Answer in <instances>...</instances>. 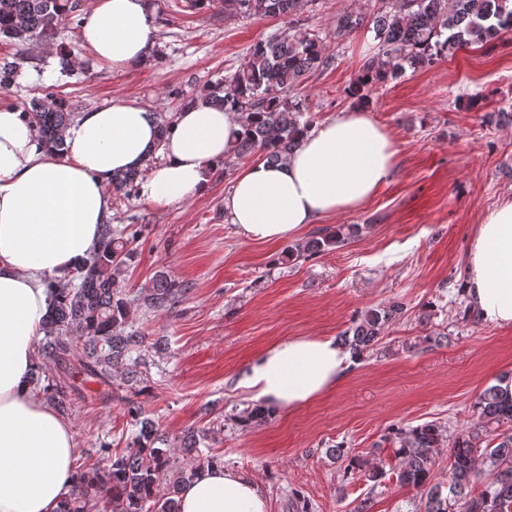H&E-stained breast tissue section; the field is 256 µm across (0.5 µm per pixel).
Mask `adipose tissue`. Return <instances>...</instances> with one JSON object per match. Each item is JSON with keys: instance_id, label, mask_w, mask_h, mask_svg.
Segmentation results:
<instances>
[{"instance_id": "obj_1", "label": "adipose tissue", "mask_w": 512, "mask_h": 512, "mask_svg": "<svg viewBox=\"0 0 512 512\" xmlns=\"http://www.w3.org/2000/svg\"><path fill=\"white\" fill-rule=\"evenodd\" d=\"M80 36L93 56L127 70L152 54L156 29L145 0H87ZM245 116L206 104L177 113L159 138L153 109L123 101L77 113L63 151L38 140L22 109L0 96V512H57L73 482L74 432L31 383L35 338L49 314L50 278L82 266L112 221L114 174L163 160L140 186L165 207L201 195L229 157ZM392 136L355 109L310 131L286 163L237 171L224 214L246 240L276 244L324 216L358 209L388 182ZM467 293L480 317L512 327V198L488 211L467 255ZM353 359L324 336L278 342L252 363L243 384L273 408H294L330 391ZM178 512H269L243 471L221 465L181 484Z\"/></svg>"}]
</instances>
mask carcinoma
<instances>
[{
	"label": "carcinoma",
	"instance_id": "obj_1",
	"mask_svg": "<svg viewBox=\"0 0 512 512\" xmlns=\"http://www.w3.org/2000/svg\"><path fill=\"white\" fill-rule=\"evenodd\" d=\"M302 0H224L253 16L291 20ZM372 19L375 50L348 87L360 104L370 101L380 87L402 77L408 69L429 68L450 49L487 44L512 28V0H382ZM74 0H0V41L18 47L0 59V87L10 86L23 67L39 59L36 48L58 39L67 23H80ZM366 16L350 10L336 19V40L360 29ZM326 39L313 34H274L257 42L248 57L208 93L191 99L246 115L243 133L235 137L231 153L238 158L259 156L270 163L288 160L299 148L301 136L313 127L308 98L300 92L304 77L329 64ZM59 72L71 76L81 70L70 52H56ZM35 136L61 145V133L74 118L69 103L48 92L21 104ZM142 171L112 177V189L128 194ZM141 229L132 224L121 230L105 227L99 249L71 279L49 283L50 312L39 356L52 364L57 377L38 365L32 380L46 399L67 406V376L71 358L81 356L83 374L106 385L112 373L133 387L147 380L149 353L154 346L128 329L130 308L140 303L149 311H169L187 287L160 273L142 297L127 288L128 269L137 258L133 243ZM341 231L322 230L291 249L285 257L309 258L345 245ZM401 303L370 309L354 319L343 333L357 357L374 349L385 328L403 313ZM133 396L124 399L125 415L136 433L126 447L99 449L100 461L75 468V478L61 512H177L175 495L181 483L199 472L224 463L212 449L200 444L209 432L190 427L179 437L159 432ZM476 421L468 430L447 439L446 431L426 423L394 431L395 456L400 459L398 480L420 492L423 512H449L448 496L457 512H512V399L493 385L479 396ZM448 442L452 478L449 495L432 482L433 452ZM192 458L183 466L176 449ZM484 468L478 467V462ZM484 479V489L473 494L469 485Z\"/></svg>",
	"mask_w": 512,
	"mask_h": 512
}]
</instances>
